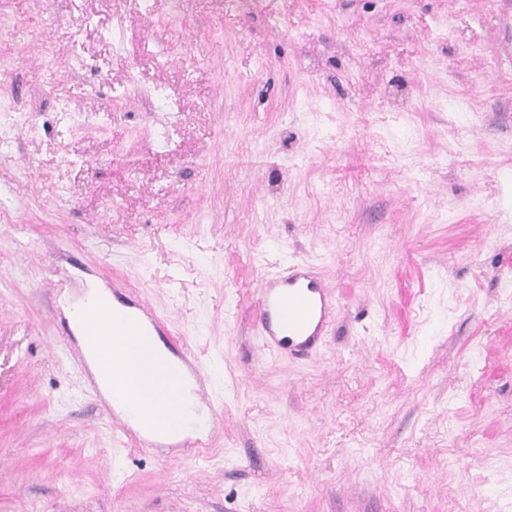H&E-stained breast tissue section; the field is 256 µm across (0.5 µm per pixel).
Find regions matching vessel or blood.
Returning <instances> with one entry per match:
<instances>
[{"label":"vessel or blood","instance_id":"obj_1","mask_svg":"<svg viewBox=\"0 0 512 512\" xmlns=\"http://www.w3.org/2000/svg\"><path fill=\"white\" fill-rule=\"evenodd\" d=\"M256 327L264 352L285 358L315 351L319 348L333 321L336 297L315 275L311 267L294 264L281 274L262 279L257 290ZM123 306L128 319V335L147 332L167 334L164 319L142 297H126ZM174 356L187 372L196 389H203L207 380L204 367L190 352L177 348ZM106 379L112 387L113 403L105 407V415L124 437L136 435L116 399L129 398V386L123 376L120 354H113L104 363Z\"/></svg>","mask_w":512,"mask_h":512}]
</instances>
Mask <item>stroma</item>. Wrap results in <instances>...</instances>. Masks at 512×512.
Masks as SVG:
<instances>
[{"instance_id": "1", "label": "stroma", "mask_w": 512, "mask_h": 512, "mask_svg": "<svg viewBox=\"0 0 512 512\" xmlns=\"http://www.w3.org/2000/svg\"><path fill=\"white\" fill-rule=\"evenodd\" d=\"M91 282L223 395L200 456L118 443ZM0 512H512V0H0ZM256 303L261 346L277 359L316 351L336 311V296L301 264L262 279Z\"/></svg>"}]
</instances>
